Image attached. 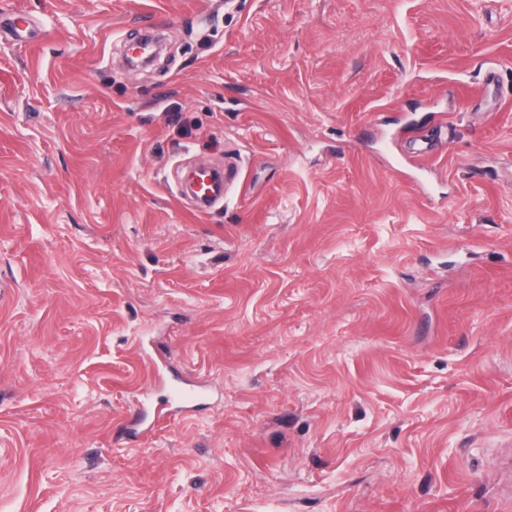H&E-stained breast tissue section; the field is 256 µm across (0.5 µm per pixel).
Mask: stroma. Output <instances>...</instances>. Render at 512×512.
I'll list each match as a JSON object with an SVG mask.
<instances>
[{
    "label": "stroma",
    "instance_id": "35a3bbf8",
    "mask_svg": "<svg viewBox=\"0 0 512 512\" xmlns=\"http://www.w3.org/2000/svg\"><path fill=\"white\" fill-rule=\"evenodd\" d=\"M6 2L0 512H512V0ZM240 171L238 168L228 170H211L203 168L190 174V185L199 180L201 187H207V192L194 194L196 198V213L206 214L217 201L224 200V191L228 188L229 182H238ZM202 399L203 394L194 387L177 386L170 395L168 407L156 408V422L160 423L164 421L172 406H175L181 412H191L194 411Z\"/></svg>",
    "mask_w": 512,
    "mask_h": 512
}]
</instances>
